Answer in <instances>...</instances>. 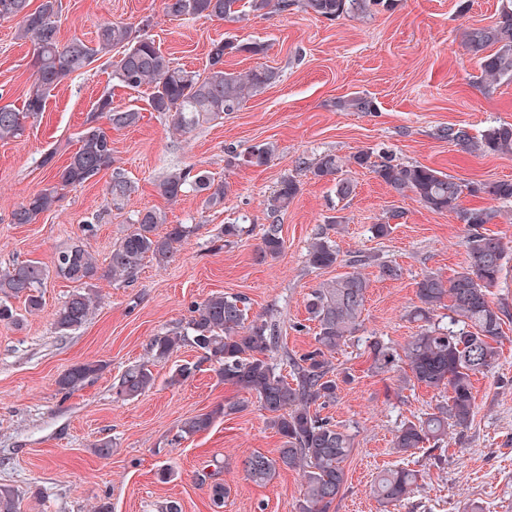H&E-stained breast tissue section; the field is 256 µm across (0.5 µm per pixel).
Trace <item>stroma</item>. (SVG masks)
Wrapping results in <instances>:
<instances>
[{
	"label": "stroma",
	"mask_w": 512,
	"mask_h": 512,
	"mask_svg": "<svg viewBox=\"0 0 512 512\" xmlns=\"http://www.w3.org/2000/svg\"><path fill=\"white\" fill-rule=\"evenodd\" d=\"M499 0H393L391 8L364 17L329 21L297 8L287 13L245 14L233 21L209 17L173 18L163 0H62L59 37L96 41L103 23L146 28L173 61L204 72L212 42H261L264 54L233 53L225 70L275 69L278 80L247 99L223 119L185 135L148 105L149 91H133L111 79L96 61L84 73L63 77L45 112L28 120L21 137L0 140V264L11 259L50 262L54 253L83 240L98 261L126 233L134 211L161 210L170 224L197 230L166 266L145 261L127 281L100 280L103 300L82 327L59 334L52 314L75 285L49 279L42 311L25 313L19 325L0 323V489L11 490L16 512H93L110 502L112 512H160L176 501L182 512H296L300 476L283 470L259 486L246 479L244 455H275L282 445L257 402L217 420L207 431L182 438V421L242 398L225 384L200 351L185 346L154 366V388L137 399L114 400L112 383L127 366L148 360L151 338L184 323L192 304L211 294L241 293L250 316L277 324L279 343L292 353L314 344L316 324L305 308L312 288L348 270L353 256H368L360 271L368 281L363 324L339 350L335 364L353 376L325 416L354 436L345 462L347 483L330 512H380L375 477L399 457L391 440L398 425L416 420L438 402V391L399 387V370L375 372L367 341L377 336L402 349L418 325L409 313L418 304L416 284L435 272L452 279L467 260V227L455 213L437 214L414 196H399L369 168L352 161L368 151L398 163L421 164L458 181L512 180V155H475L448 144L438 132L461 127L480 135L487 127L512 123V79L484 90L475 59L460 44L464 27L495 22ZM16 21H0V106L22 108L34 79L32 47L16 37ZM111 93L114 106L133 107L139 122L113 131L112 160L136 191L120 207L104 208L110 171L95 180L59 190L52 209L31 224H16L12 211L51 186L58 166L78 149V134L95 101ZM361 92L372 112L340 110L342 97ZM270 142L268 165H228L226 151H245ZM51 165H42L45 153ZM325 153L338 156L342 175L356 185L339 200L334 181L316 179L305 164ZM208 171L226 183L223 205L206 206L202 195L177 201L162 196L158 183L173 168ZM298 181L287 211L270 216L266 204L283 178ZM400 210L391 232L374 236L371 227ZM339 225L328 226L330 217ZM94 222L83 236L81 227ZM248 233L225 243L227 224ZM285 242L274 260H260L257 247L269 224ZM328 231L338 263L314 269L306 262L309 244ZM382 264L396 266L394 280L378 276ZM498 359L473 378L474 417L463 432L426 445L409 460L423 476L411 498L390 512H512V315L503 326ZM103 361L105 368L80 390L66 395L57 380L71 365ZM195 365L194 375L172 386L177 366ZM112 443L103 458L98 441ZM168 478H161L162 469ZM227 489L223 506L212 500V482Z\"/></svg>",
	"instance_id": "35a3bbf8"
}]
</instances>
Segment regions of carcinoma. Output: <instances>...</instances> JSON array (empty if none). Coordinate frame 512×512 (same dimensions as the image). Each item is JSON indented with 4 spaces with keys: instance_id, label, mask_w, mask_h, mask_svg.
<instances>
[{
    "instance_id": "carcinoma-1",
    "label": "carcinoma",
    "mask_w": 512,
    "mask_h": 512,
    "mask_svg": "<svg viewBox=\"0 0 512 512\" xmlns=\"http://www.w3.org/2000/svg\"><path fill=\"white\" fill-rule=\"evenodd\" d=\"M389 0H164L171 17L204 16L233 20L247 7L261 16L284 13L297 7L333 21L340 17L364 16L372 8ZM30 0H0V21L20 19L18 38L33 44L34 82L26 95L22 110L0 106V140L18 138L27 118H37L45 111L47 99L61 79L69 73L89 66L98 56H105L116 45L126 49L113 64L112 80L136 90L151 88L149 105L153 111L170 118L173 130L186 134L200 122L234 112L248 98L262 93L279 79L269 68L236 74L224 70V56L244 52L253 56L264 53L261 43H235L230 40L212 44L208 72L200 76L173 64L150 37L133 35L131 27L116 23L102 24L94 46L73 38L63 44L58 37L56 19L61 0H42L29 9ZM461 45L477 59L480 81L491 89L502 80L512 79V0H502L498 20L489 26L468 27L461 34ZM340 108L350 112H373L375 105L366 94L355 93L339 101ZM105 123H100V120ZM140 119L134 108L113 106L112 96L103 95L95 103L91 115L78 135L79 147L66 165L56 172L62 186L83 184L112 166L111 131L135 125ZM439 137L453 142L465 151L480 155H512V124L502 123L470 135L452 126L440 130ZM276 147L266 142L254 145L245 154L228 151L227 164L239 163L262 167L274 156ZM354 163L371 169L380 182L395 193H411L425 208L440 214L454 212L468 227L467 262L456 276L447 280L428 273L416 283L419 305L411 316L423 322L398 353L385 341L374 338L368 349L372 367L385 372L401 362L408 373L404 381L427 388L448 390V400L415 421L401 423L392 445L396 453L412 456L424 444L439 443L449 431L469 426L474 416L472 377L489 370L498 357L497 343L502 336L505 307L489 300V289L496 286L506 264L503 242L485 232L500 212L492 208L461 206L463 194L488 195L503 203H512V180L491 183L472 182L463 185L437 169L418 164L395 163L386 158L376 163L370 154L353 156ZM313 177L336 180V196L345 200L355 185L338 177L341 160L327 153L306 167ZM164 196L176 201L186 193H204L205 202L217 206L224 202L227 186L205 173L174 168L167 171L159 184ZM136 191V186L123 173H112L106 204L122 201ZM299 192L293 178L283 179L267 200V210L276 215L287 210ZM57 200L56 188H47L21 204L12 213L15 224H31L50 210ZM166 216L157 209H143L133 214L131 226L113 246L106 265L99 264L81 242L59 250L48 266L39 261H15L0 267V321L15 322L17 313L11 300L24 298L28 311L43 308L46 281L54 276L79 285L53 313L55 329L66 334L85 324L101 304L102 297L94 289L99 280H129L143 261L150 258L160 267L166 266L178 247L195 233L197 225L172 224L167 232H158ZM284 251V240L278 225L271 224L262 235L259 254L264 260L276 259ZM336 244L319 233L306 254V263L315 269L329 268L338 262ZM366 264L354 259V270L323 282L311 290L306 309L317 323L315 346L299 356L284 350L279 363L270 353L278 348V328L262 318L248 320L249 301L240 294L215 293L189 309V316L177 331L153 337L149 343L150 358L128 367L112 383L116 400L128 401L144 395L155 385L152 366L166 362L183 346L203 352L224 383L255 397L261 410L268 414L267 423L282 438L277 455L267 456L253 451L242 459L246 478L257 485L270 483L280 471H294L302 478L303 494L298 512H329L341 494L347 475L344 462L352 452L354 438L321 417L319 409L336 402L342 386L351 383L347 371L335 367L336 352L362 324V313L368 282L356 267ZM450 301L454 328L444 331L430 322L434 310ZM290 368L284 376L278 364ZM105 369L101 361H85L72 365L62 373L57 385L64 393L80 389ZM248 407V401H227L207 413L185 419L179 437H190L212 427L221 417L236 414ZM419 471L398 466L380 473L373 483V494L384 507L410 498L418 488Z\"/></svg>"
}]
</instances>
